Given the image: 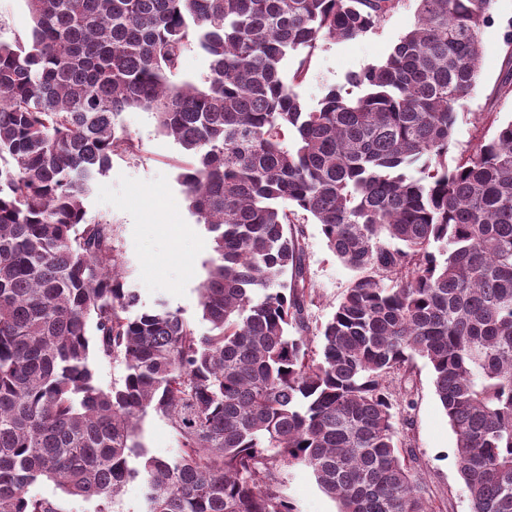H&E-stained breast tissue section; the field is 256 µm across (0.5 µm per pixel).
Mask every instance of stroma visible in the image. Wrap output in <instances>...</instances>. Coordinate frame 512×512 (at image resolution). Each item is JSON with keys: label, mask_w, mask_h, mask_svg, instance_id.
<instances>
[{"label": "stroma", "mask_w": 512, "mask_h": 512, "mask_svg": "<svg viewBox=\"0 0 512 512\" xmlns=\"http://www.w3.org/2000/svg\"><path fill=\"white\" fill-rule=\"evenodd\" d=\"M415 11V0H405L375 31L355 39L321 42L297 87L302 100L314 107L330 89L350 91L348 75L382 61L412 28ZM491 15L481 36L480 75L457 107L455 146L448 155L452 161L488 133L486 116L499 122L512 120V95L496 92L512 63V49L504 41L505 32L512 30V0H494ZM116 125L135 141L137 149L113 155L109 169L97 177L85 200L86 217L92 223L111 225L122 281L138 293L140 310L164 306L198 321L199 288L213 255V240L192 215L179 181L178 162L184 153L172 138L159 133L152 112L127 110L117 116ZM303 228L314 298L308 314L315 327L330 316L353 273L328 249L318 224L308 220ZM411 379L415 404L410 407L404 398H397L395 425L417 457L415 468L434 512H469L454 457L455 436L434 392L430 365L416 359ZM284 481V492L297 512H337V504L307 469L286 468Z\"/></svg>", "instance_id": "obj_1"}]
</instances>
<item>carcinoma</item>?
Masks as SVG:
<instances>
[{"label": "carcinoma", "mask_w": 512, "mask_h": 512, "mask_svg": "<svg viewBox=\"0 0 512 512\" xmlns=\"http://www.w3.org/2000/svg\"><path fill=\"white\" fill-rule=\"evenodd\" d=\"M26 2L28 41L0 40V512H65L41 481L113 512L136 478L142 512H296L290 466L338 512H433L393 413L418 358L470 512H512V120L447 162L492 0H415L414 27L348 76L359 95L315 108L295 87L318 42L404 0ZM190 48L209 75L178 85ZM134 108L192 158L179 180L214 252L197 323L134 312L112 226L86 220L137 148L115 123ZM296 209L354 272L314 338ZM95 358L122 383L100 386ZM150 412L174 455L143 444Z\"/></svg>", "instance_id": "1"}]
</instances>
